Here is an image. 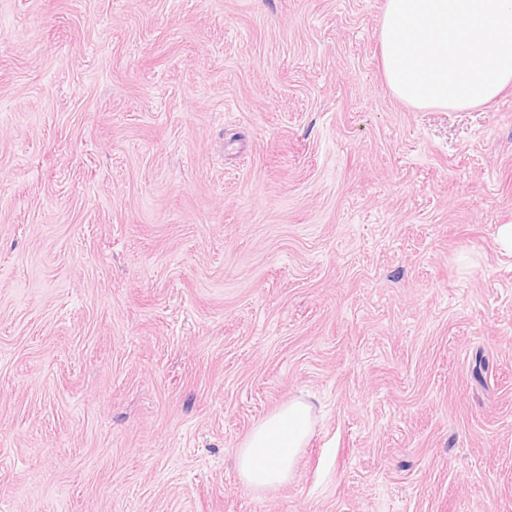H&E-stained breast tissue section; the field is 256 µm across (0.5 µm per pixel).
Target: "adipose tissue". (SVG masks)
Segmentation results:
<instances>
[{
    "label": "adipose tissue",
    "instance_id": "adipose-tissue-1",
    "mask_svg": "<svg viewBox=\"0 0 512 512\" xmlns=\"http://www.w3.org/2000/svg\"><path fill=\"white\" fill-rule=\"evenodd\" d=\"M311 430V407L304 401L288 402L267 415L237 450V471L244 486L263 493L286 484Z\"/></svg>",
    "mask_w": 512,
    "mask_h": 512
}]
</instances>
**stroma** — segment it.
<instances>
[{"label": "stroma", "instance_id": "1", "mask_svg": "<svg viewBox=\"0 0 512 512\" xmlns=\"http://www.w3.org/2000/svg\"><path fill=\"white\" fill-rule=\"evenodd\" d=\"M384 3L0 0V512H512V88L406 105ZM312 425L311 406L301 400L282 405L260 421L237 450V471L244 486L263 493L288 483Z\"/></svg>", "mask_w": 512, "mask_h": 512}]
</instances>
